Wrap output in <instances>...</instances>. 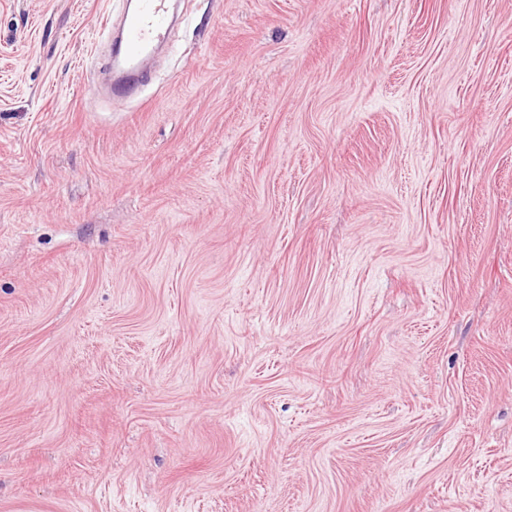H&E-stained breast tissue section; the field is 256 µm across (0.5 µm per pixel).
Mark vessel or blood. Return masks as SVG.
Wrapping results in <instances>:
<instances>
[{"instance_id":"b4317fda","label":"vessel or blood","mask_w":512,"mask_h":512,"mask_svg":"<svg viewBox=\"0 0 512 512\" xmlns=\"http://www.w3.org/2000/svg\"><path fill=\"white\" fill-rule=\"evenodd\" d=\"M172 21L170 0H139L137 8L125 15L119 44L106 62L113 93L134 92L147 81L144 62L165 42Z\"/></svg>"}]
</instances>
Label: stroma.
Returning a JSON list of instances; mask_svg holds the SVG:
<instances>
[{
	"label": "stroma",
	"instance_id": "35a3bbf8",
	"mask_svg": "<svg viewBox=\"0 0 512 512\" xmlns=\"http://www.w3.org/2000/svg\"><path fill=\"white\" fill-rule=\"evenodd\" d=\"M0 0V512H512V0ZM172 21L170 0H139L125 15L119 44L106 62L113 94L132 93L147 81L144 61L165 42Z\"/></svg>",
	"mask_w": 512,
	"mask_h": 512
}]
</instances>
